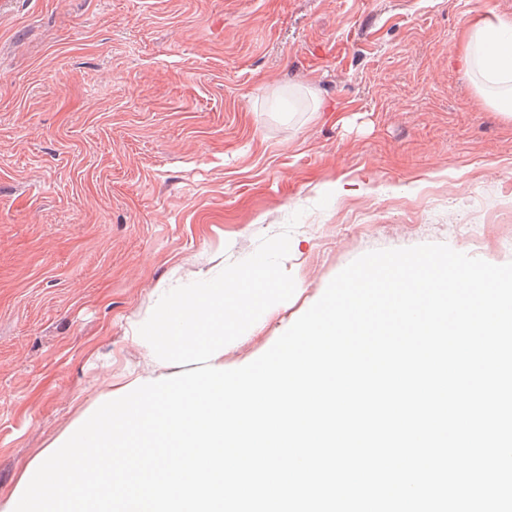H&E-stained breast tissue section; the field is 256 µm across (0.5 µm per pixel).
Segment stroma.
Returning a JSON list of instances; mask_svg holds the SVG:
<instances>
[{"label": "stroma", "instance_id": "35a3bbf8", "mask_svg": "<svg viewBox=\"0 0 512 512\" xmlns=\"http://www.w3.org/2000/svg\"><path fill=\"white\" fill-rule=\"evenodd\" d=\"M489 10L512 0H0L1 500L148 368L165 292L292 214L295 293L225 368L367 252L512 262V120L459 60Z\"/></svg>", "mask_w": 512, "mask_h": 512}]
</instances>
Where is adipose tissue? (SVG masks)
I'll return each mask as SVG.
<instances>
[{
	"instance_id": "obj_1",
	"label": "adipose tissue",
	"mask_w": 512,
	"mask_h": 512,
	"mask_svg": "<svg viewBox=\"0 0 512 512\" xmlns=\"http://www.w3.org/2000/svg\"><path fill=\"white\" fill-rule=\"evenodd\" d=\"M461 63L493 111L512 118V20L477 16L467 28Z\"/></svg>"
}]
</instances>
